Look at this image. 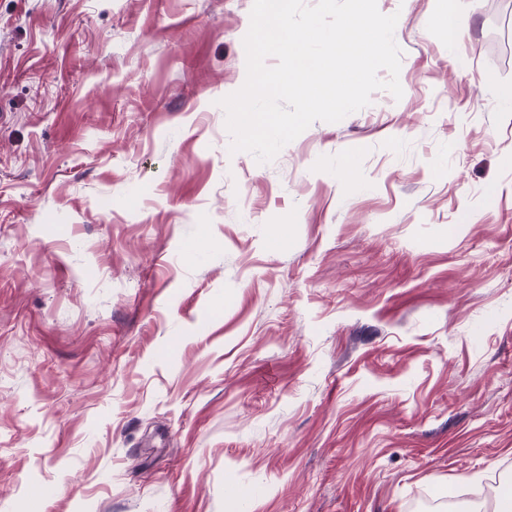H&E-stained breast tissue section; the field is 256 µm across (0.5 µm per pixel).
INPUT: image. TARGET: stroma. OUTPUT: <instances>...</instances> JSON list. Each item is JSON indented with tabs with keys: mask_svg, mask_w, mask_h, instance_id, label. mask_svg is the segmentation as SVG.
<instances>
[{
	"mask_svg": "<svg viewBox=\"0 0 512 512\" xmlns=\"http://www.w3.org/2000/svg\"><path fill=\"white\" fill-rule=\"evenodd\" d=\"M253 2L0 0V512L512 478V0H456L453 43L447 0H377L402 98L264 164L218 104Z\"/></svg>",
	"mask_w": 512,
	"mask_h": 512,
	"instance_id": "35a3bbf8",
	"label": "stroma"
}]
</instances>
